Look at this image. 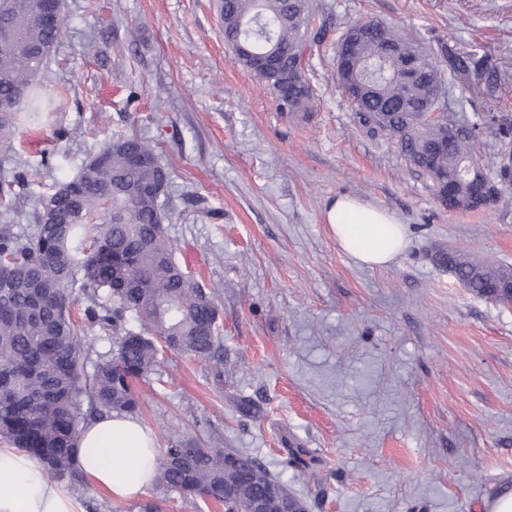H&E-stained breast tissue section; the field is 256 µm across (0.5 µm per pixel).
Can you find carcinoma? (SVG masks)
<instances>
[{
  "instance_id": "obj_1",
  "label": "carcinoma",
  "mask_w": 512,
  "mask_h": 512,
  "mask_svg": "<svg viewBox=\"0 0 512 512\" xmlns=\"http://www.w3.org/2000/svg\"><path fill=\"white\" fill-rule=\"evenodd\" d=\"M38 0H0V29L12 35L7 56L0 55V211L31 183L33 170L21 159L20 127L40 125L61 112L65 97L47 99L42 79L51 52L65 31L43 29ZM312 0H221L224 42L249 45L236 62L254 73L280 109L309 112L314 93L306 77L308 51L325 43V25L312 24ZM366 33L349 47L336 78L354 112V122L370 138L391 143L405 162L431 181L441 206L473 209L478 185L471 164L486 183L512 182V121L491 112L469 120L448 111L449 79L469 74L476 63L446 50L428 53L401 29L362 20ZM269 54L277 69L257 71ZM438 112L433 120L425 113ZM493 149L480 163L477 149ZM143 159L132 164V157ZM170 175L147 138L118 134L84 161L72 178L54 183L38 198L30 215L36 232L25 237L15 225L0 224V439L36 457L48 479L83 480L74 464L77 439L90 413H140L136 383L161 364L164 350L215 361L219 346L215 290L185 273L164 224L170 220L161 198ZM148 182L160 184L146 193ZM70 214L65 224H44L49 208ZM438 262L479 297L503 303L499 285L508 270L474 261L458 251L441 252ZM80 283L88 301L84 325L73 319L69 287ZM89 336L109 343L85 366ZM177 442L158 456L156 488L185 499H208L224 512H255L254 504L277 496L304 508L286 485L250 455L223 448H198L174 457Z\"/></svg>"
}]
</instances>
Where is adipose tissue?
I'll return each instance as SVG.
<instances>
[{
    "label": "adipose tissue",
    "instance_id": "adipose-tissue-1",
    "mask_svg": "<svg viewBox=\"0 0 512 512\" xmlns=\"http://www.w3.org/2000/svg\"><path fill=\"white\" fill-rule=\"evenodd\" d=\"M338 246L356 262L385 267L408 245L405 225L387 209L341 195L324 211ZM158 448L154 434L131 416H111L81 433L76 467L114 501L143 495L154 482ZM0 512H81L76 495L49 481L28 452L0 448Z\"/></svg>",
    "mask_w": 512,
    "mask_h": 512
}]
</instances>
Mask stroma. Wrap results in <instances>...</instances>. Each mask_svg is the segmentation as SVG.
<instances>
[{
    "instance_id": "stroma-1",
    "label": "stroma",
    "mask_w": 512,
    "mask_h": 512,
    "mask_svg": "<svg viewBox=\"0 0 512 512\" xmlns=\"http://www.w3.org/2000/svg\"><path fill=\"white\" fill-rule=\"evenodd\" d=\"M64 4L43 88L67 107L21 136L30 165L53 151L56 168L19 211L113 135L139 130L170 172L176 258L218 289L222 372L168 353L142 387L138 419L159 448L180 438L245 452L306 512H491L512 493V308L470 292L435 255L512 268V186L481 211L442 207L424 175L358 130L333 46L373 17L425 49L452 47L478 69L450 85L449 109L512 117V0H313L329 35L312 51L305 118L235 62L220 0ZM91 32L103 33L109 63L87 48ZM339 195L407 225L397 262L370 268L338 247L323 213ZM244 399L258 415L241 412ZM73 492L84 512H141L157 498L162 512H224L153 487L128 502L87 482Z\"/></svg>"
}]
</instances>
